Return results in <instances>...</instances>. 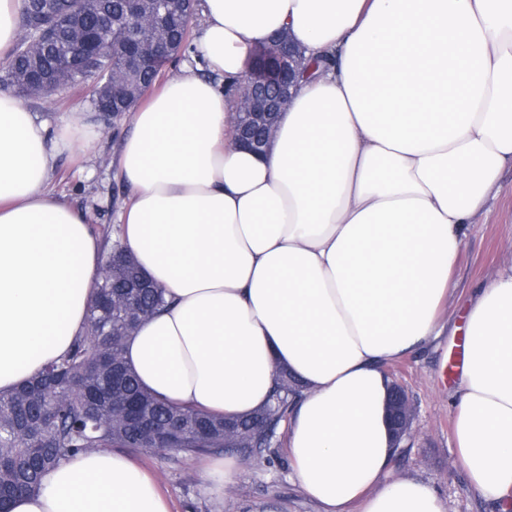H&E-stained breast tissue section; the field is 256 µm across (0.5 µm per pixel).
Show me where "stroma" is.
Segmentation results:
<instances>
[{
	"label": "stroma",
	"instance_id": "35a3bbf8",
	"mask_svg": "<svg viewBox=\"0 0 512 512\" xmlns=\"http://www.w3.org/2000/svg\"><path fill=\"white\" fill-rule=\"evenodd\" d=\"M88 99L87 90L67 89L47 97H28L22 104L39 118L56 123L73 112H90ZM129 130L126 116L114 118L90 150L58 156L47 182L61 200L86 212L106 244L112 241L116 216L129 197L127 186L112 168ZM511 264L512 169L507 167L485 209L466 229L451 273L454 290L441 306V315L448 321L443 334L386 367L391 380L409 393L416 409L413 437L397 450L392 474L434 487L446 501L447 512H512L504 501L484 498L456 463L453 407L467 343L464 315L480 291ZM286 438V429H279L273 444L275 464L243 461L236 485L221 498L204 490L201 458L174 450L163 455L134 452L130 458L155 475L172 512H245L252 504L266 505L273 512H319L291 477Z\"/></svg>",
	"mask_w": 512,
	"mask_h": 512
}]
</instances>
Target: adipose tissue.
Returning <instances> with one entry per match:
<instances>
[{
  "instance_id": "adipose-tissue-1",
  "label": "adipose tissue",
  "mask_w": 512,
  "mask_h": 512,
  "mask_svg": "<svg viewBox=\"0 0 512 512\" xmlns=\"http://www.w3.org/2000/svg\"><path fill=\"white\" fill-rule=\"evenodd\" d=\"M196 52L130 113L120 239L168 301L129 336L141 384L177 406L247 415L276 368L293 477L323 512H447L393 478L387 363L430 343L467 224L512 165V0H202ZM287 30L329 56L281 113L271 150L240 149L231 86ZM98 129L56 126L0 93V393L39 375L86 325L101 246L46 187ZM456 390V459L485 498L512 494V266L472 304ZM10 512H170L152 476L96 450Z\"/></svg>"
}]
</instances>
